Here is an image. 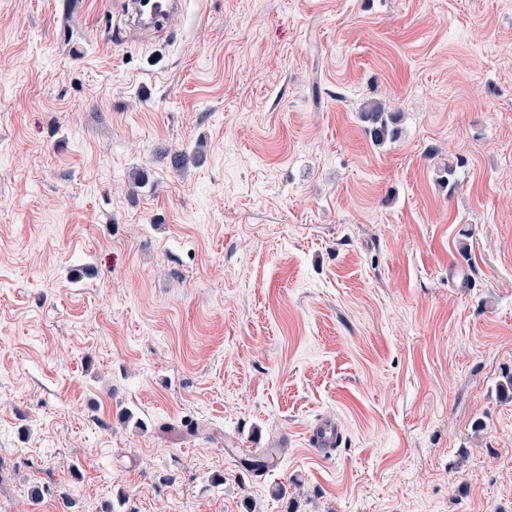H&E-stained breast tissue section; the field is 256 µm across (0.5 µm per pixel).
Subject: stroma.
Masks as SVG:
<instances>
[{"instance_id": "1", "label": "stroma", "mask_w": 512, "mask_h": 512, "mask_svg": "<svg viewBox=\"0 0 512 512\" xmlns=\"http://www.w3.org/2000/svg\"><path fill=\"white\" fill-rule=\"evenodd\" d=\"M112 25L0 0V512H512V0ZM362 120L368 124L367 132L373 142L380 144L387 140H396L400 134L396 114L385 112L384 107L376 102L365 106L361 113ZM308 441L316 453L326 457L341 446L343 432L333 421L320 419L310 428Z\"/></svg>"}]
</instances>
